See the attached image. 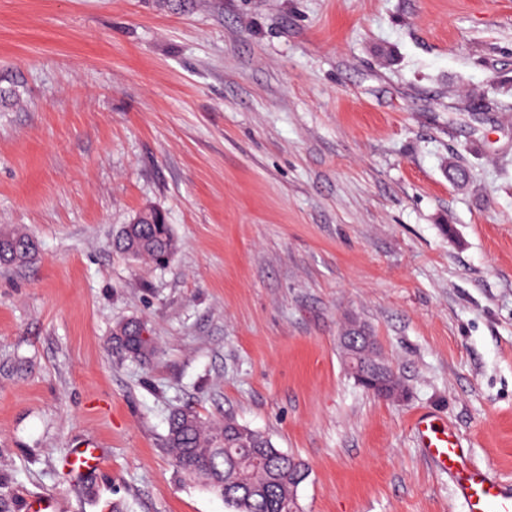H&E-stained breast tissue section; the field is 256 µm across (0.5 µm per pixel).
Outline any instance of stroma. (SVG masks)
Masks as SVG:
<instances>
[{"instance_id": "stroma-1", "label": "stroma", "mask_w": 512, "mask_h": 512, "mask_svg": "<svg viewBox=\"0 0 512 512\" xmlns=\"http://www.w3.org/2000/svg\"><path fill=\"white\" fill-rule=\"evenodd\" d=\"M0 87V230L37 247L0 265V512H228L182 406L302 460L299 512H463L422 411L512 480V0H0ZM149 207L162 269L116 246ZM350 321L405 399L345 372ZM151 220L155 223L142 224L139 237L134 243L136 252L132 257L161 265L176 251L178 242L160 210L153 209ZM101 448L85 447L74 448L68 455L69 466L78 473L92 475L96 473L101 464Z\"/></svg>"}]
</instances>
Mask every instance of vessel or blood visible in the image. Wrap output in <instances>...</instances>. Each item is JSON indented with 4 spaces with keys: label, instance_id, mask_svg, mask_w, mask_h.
Segmentation results:
<instances>
[{
    "label": "vessel or blood",
    "instance_id": "vessel-or-blood-1",
    "mask_svg": "<svg viewBox=\"0 0 512 512\" xmlns=\"http://www.w3.org/2000/svg\"><path fill=\"white\" fill-rule=\"evenodd\" d=\"M414 430L435 466L452 478L467 512H512V482L502 480L492 467L473 464L468 448L451 429L439 426L435 416L424 411L417 414ZM101 459L100 448H76L68 463L73 470L91 475Z\"/></svg>",
    "mask_w": 512,
    "mask_h": 512
}]
</instances>
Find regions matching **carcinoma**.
<instances>
[{
	"instance_id": "cac0c4a2",
	"label": "carcinoma",
	"mask_w": 512,
	"mask_h": 512,
	"mask_svg": "<svg viewBox=\"0 0 512 512\" xmlns=\"http://www.w3.org/2000/svg\"><path fill=\"white\" fill-rule=\"evenodd\" d=\"M152 223L142 225L136 239L133 258L147 260L156 265L176 251L178 242L164 214L155 209ZM34 242L22 230L0 234V252L5 263L24 265L34 255ZM124 335L128 342L137 344L141 357L155 354L152 341L136 335L128 326ZM377 388L373 393L390 398V393L401 390L397 377L390 373L376 376ZM166 445L171 448L177 469L191 479L200 480L210 491L224 499L229 512H296L298 506L288 501V483L307 471L304 463L282 452L263 433L238 423L231 417L220 422H206L189 408L173 411L169 418ZM256 451L264 455L265 468L251 470L244 485L226 486L228 473L239 466L240 453Z\"/></svg>"
}]
</instances>
